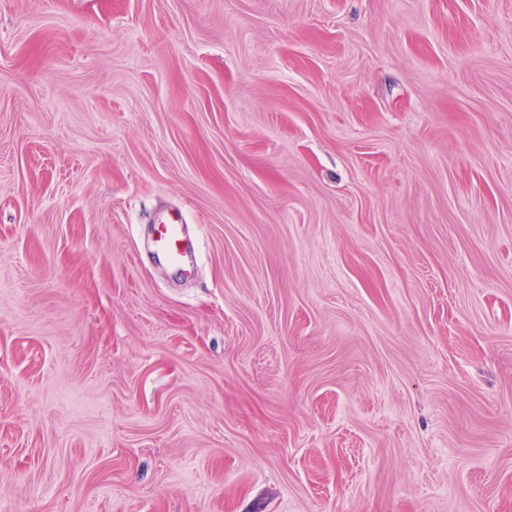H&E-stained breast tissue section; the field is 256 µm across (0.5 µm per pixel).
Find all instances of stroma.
I'll use <instances>...</instances> for the list:
<instances>
[{"instance_id":"35a3bbf8","label":"stroma","mask_w":512,"mask_h":512,"mask_svg":"<svg viewBox=\"0 0 512 512\" xmlns=\"http://www.w3.org/2000/svg\"><path fill=\"white\" fill-rule=\"evenodd\" d=\"M0 512H512V0H0ZM180 214H171L154 227V247L157 253L173 265L183 267L189 257V245L179 234Z\"/></svg>"}]
</instances>
